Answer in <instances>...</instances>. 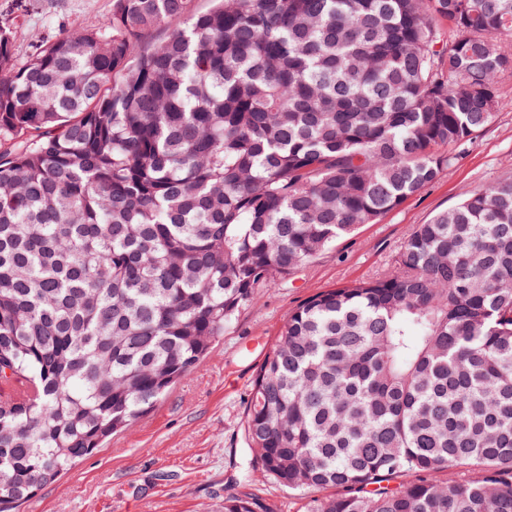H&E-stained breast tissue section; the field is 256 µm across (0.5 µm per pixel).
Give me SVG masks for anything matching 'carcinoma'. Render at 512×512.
<instances>
[{
  "label": "carcinoma",
  "mask_w": 512,
  "mask_h": 512,
  "mask_svg": "<svg viewBox=\"0 0 512 512\" xmlns=\"http://www.w3.org/2000/svg\"><path fill=\"white\" fill-rule=\"evenodd\" d=\"M214 2L112 0L23 61L0 25V382L32 390L0 398V512L503 107L512 0ZM245 433L279 486L336 490L307 512H512V181L292 310ZM448 468L467 478L437 484Z\"/></svg>",
  "instance_id": "cac0c4a2"
}]
</instances>
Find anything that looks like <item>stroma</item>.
<instances>
[{"label":"stroma","instance_id":"stroma-1","mask_svg":"<svg viewBox=\"0 0 512 512\" xmlns=\"http://www.w3.org/2000/svg\"><path fill=\"white\" fill-rule=\"evenodd\" d=\"M112 0H0V23L17 32L27 58L60 34L99 23ZM504 101L494 124L456 148L432 184L375 223L260 289L208 355L127 430L41 487L20 512H224L225 497L248 493L269 512H305L310 493L264 477L244 432L252 381L289 312L311 295L377 277L392 267L415 225L464 192L512 179V74L498 78Z\"/></svg>","mask_w":512,"mask_h":512}]
</instances>
